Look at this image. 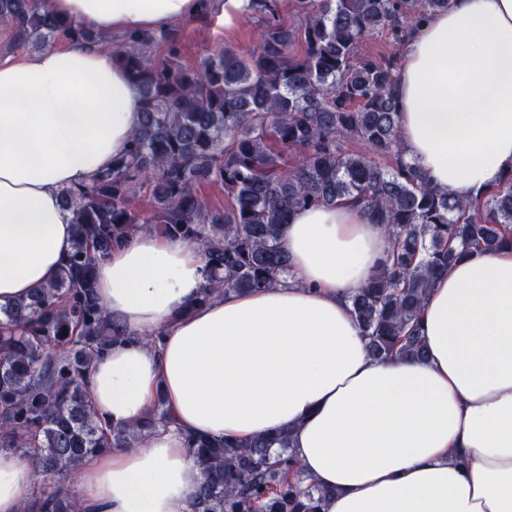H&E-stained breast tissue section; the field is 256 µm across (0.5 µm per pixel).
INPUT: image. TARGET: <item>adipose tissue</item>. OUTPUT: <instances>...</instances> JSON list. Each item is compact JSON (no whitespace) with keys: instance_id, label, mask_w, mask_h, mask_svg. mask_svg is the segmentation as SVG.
Wrapping results in <instances>:
<instances>
[{"instance_id":"1","label":"adipose tissue","mask_w":512,"mask_h":512,"mask_svg":"<svg viewBox=\"0 0 512 512\" xmlns=\"http://www.w3.org/2000/svg\"><path fill=\"white\" fill-rule=\"evenodd\" d=\"M106 34L157 33L205 0H49ZM401 148L461 197L512 172V0H452L403 44ZM143 101L99 45L0 62V307L54 281L75 239L63 189L124 154ZM281 284L207 302L202 249L152 231L96 265L106 312L133 335L94 358L87 389L113 425L164 394L175 424L76 466L82 512H190L186 435L244 443L294 428L324 512H512V249L449 266L420 316L423 359L374 358L350 297L390 249L365 208L297 210ZM161 334L157 348L146 337ZM33 468L0 448V512H21Z\"/></svg>"}]
</instances>
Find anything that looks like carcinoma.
I'll return each instance as SVG.
<instances>
[{"instance_id": "carcinoma-1", "label": "carcinoma", "mask_w": 512, "mask_h": 512, "mask_svg": "<svg viewBox=\"0 0 512 512\" xmlns=\"http://www.w3.org/2000/svg\"><path fill=\"white\" fill-rule=\"evenodd\" d=\"M295 2L288 23L277 0H253L266 23L256 50L212 51L198 70L181 62L167 32L111 47L142 91L141 125L112 168L62 193L76 240L56 280L0 308V448L31 456L44 482L21 512H81L66 486L80 460L174 425L159 395L140 420L106 430L85 389L93 359L131 341L100 302L95 265L138 229L158 224L201 246L203 303L283 279L282 232L294 210L365 204L391 238L386 259L351 296L378 359L423 358L418 322L437 276L471 249L512 248V174L475 198L432 185L400 148L396 60L359 53L374 32L404 43L450 0ZM0 22L42 46L99 41L91 27L55 15L48 0H0ZM298 41L303 50L293 56ZM160 44L165 57L156 62ZM288 151L299 152L297 162L286 163ZM202 178L224 186L227 208L198 196ZM143 189L154 201L149 216L134 208ZM293 440L290 429L246 444L188 436L201 476L191 512H321L328 492L305 475Z\"/></svg>"}]
</instances>
